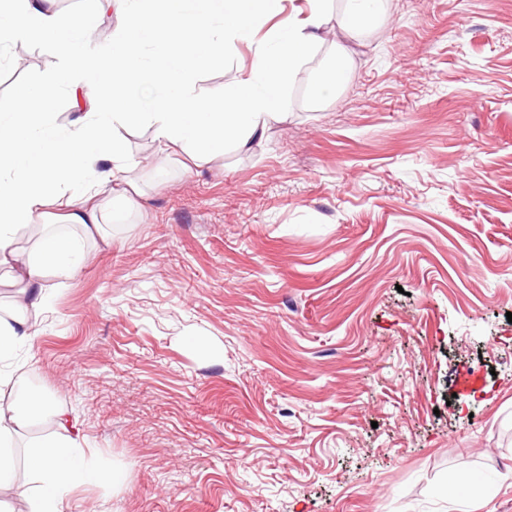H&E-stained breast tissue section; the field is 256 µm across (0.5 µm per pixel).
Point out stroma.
<instances>
[{
	"label": "stroma",
	"instance_id": "stroma-1",
	"mask_svg": "<svg viewBox=\"0 0 512 512\" xmlns=\"http://www.w3.org/2000/svg\"><path fill=\"white\" fill-rule=\"evenodd\" d=\"M280 6L197 94L310 2ZM344 11L250 148L195 160L144 124L102 237L47 209L79 267L0 367L123 474L66 512H512V0H381L356 32ZM65 67L12 44L0 100ZM345 74V60L341 55L336 57L321 73L317 86L316 95L323 97L331 95L341 83Z\"/></svg>",
	"mask_w": 512,
	"mask_h": 512
}]
</instances>
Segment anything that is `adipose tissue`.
<instances>
[{"label": "adipose tissue", "instance_id": "ef3b65f1", "mask_svg": "<svg viewBox=\"0 0 512 512\" xmlns=\"http://www.w3.org/2000/svg\"><path fill=\"white\" fill-rule=\"evenodd\" d=\"M55 0H0V49L29 39L61 52L68 66L56 80L10 100H0V270L17 271L33 307L41 306L43 280L69 278L75 271L70 239L43 236L27 253L11 239L22 225L35 223L46 207L65 210L68 223L95 231L104 203L127 200L124 184L136 162L124 129L149 125L156 141L223 154L227 143L245 148L283 114L286 74L299 68L323 41L329 0H311L304 18L283 17L273 38L260 47L251 67L227 82L221 101L198 96L194 71L221 57L231 41L254 36L252 17L278 12L280 0H97V7L63 19ZM117 8L125 21L106 46L93 36L100 11ZM151 46L149 62L140 51ZM76 104H87L69 129L59 130L44 115L52 110L58 85ZM38 111H30V103ZM25 122H17V115ZM11 403L0 408V496L19 494L11 440L35 420L53 417L67 429V417L33 393L19 373H0ZM31 468L38 475L31 512H65L70 494L84 483L117 484L121 475L90 467L75 439L51 437L32 445Z\"/></svg>", "mask_w": 512, "mask_h": 512}]
</instances>
